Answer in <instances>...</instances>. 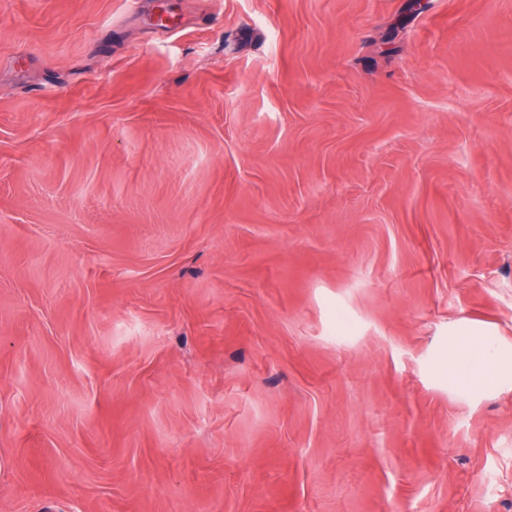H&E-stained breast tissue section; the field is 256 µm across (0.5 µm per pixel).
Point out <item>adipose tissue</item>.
<instances>
[{
  "label": "adipose tissue",
  "instance_id": "adipose-tissue-1",
  "mask_svg": "<svg viewBox=\"0 0 512 512\" xmlns=\"http://www.w3.org/2000/svg\"><path fill=\"white\" fill-rule=\"evenodd\" d=\"M449 383L479 397L512 386V353L489 336H452L443 355Z\"/></svg>",
  "mask_w": 512,
  "mask_h": 512
}]
</instances>
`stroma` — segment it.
Wrapping results in <instances>:
<instances>
[{
    "label": "stroma",
    "instance_id": "1",
    "mask_svg": "<svg viewBox=\"0 0 512 512\" xmlns=\"http://www.w3.org/2000/svg\"><path fill=\"white\" fill-rule=\"evenodd\" d=\"M0 0V512H512V0ZM448 383L479 397L512 385V353L490 336H449L443 355Z\"/></svg>",
    "mask_w": 512,
    "mask_h": 512
}]
</instances>
